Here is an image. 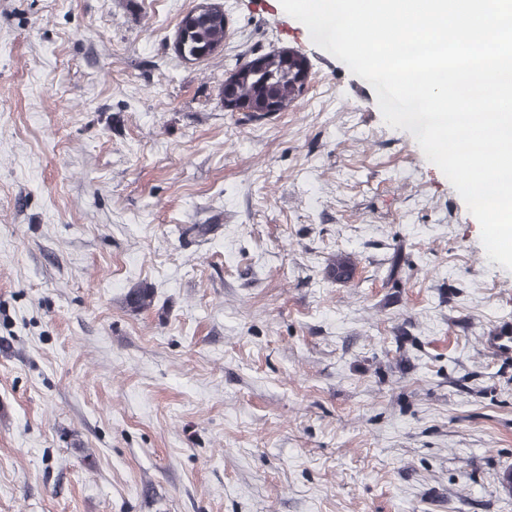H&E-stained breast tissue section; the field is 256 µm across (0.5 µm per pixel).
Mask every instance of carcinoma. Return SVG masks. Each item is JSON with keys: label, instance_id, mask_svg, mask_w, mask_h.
Returning <instances> with one entry per match:
<instances>
[{"label": "carcinoma", "instance_id": "obj_1", "mask_svg": "<svg viewBox=\"0 0 512 512\" xmlns=\"http://www.w3.org/2000/svg\"><path fill=\"white\" fill-rule=\"evenodd\" d=\"M209 5L207 10H190L177 25L174 49L188 62L205 61L224 47V4L209 0ZM254 60L260 65L254 67L248 61L232 70L228 83L219 90L220 97L253 116L287 111L311 79L307 59L291 50L273 49L257 54ZM354 271L353 260L344 255L336 256L328 269L336 280H347ZM152 302V289L145 286L132 289L127 296V306L135 311L149 308Z\"/></svg>", "mask_w": 512, "mask_h": 512}]
</instances>
